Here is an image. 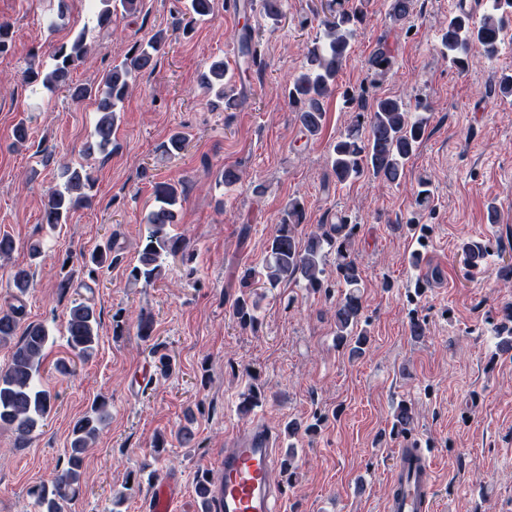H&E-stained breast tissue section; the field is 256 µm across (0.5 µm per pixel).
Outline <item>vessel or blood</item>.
<instances>
[{"label": "vessel or blood", "instance_id": "vessel-or-blood-1", "mask_svg": "<svg viewBox=\"0 0 512 512\" xmlns=\"http://www.w3.org/2000/svg\"><path fill=\"white\" fill-rule=\"evenodd\" d=\"M432 474V463L423 449H399L385 512H430ZM175 496L173 481L156 482L148 512H172ZM209 496L213 512H278L279 458L267 429L248 428L226 442L217 466L209 473Z\"/></svg>", "mask_w": 512, "mask_h": 512}]
</instances>
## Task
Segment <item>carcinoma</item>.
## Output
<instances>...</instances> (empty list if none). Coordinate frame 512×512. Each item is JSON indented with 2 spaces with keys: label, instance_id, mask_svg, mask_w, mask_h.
Returning <instances> with one entry per match:
<instances>
[{
  "label": "carcinoma",
  "instance_id": "carcinoma-1",
  "mask_svg": "<svg viewBox=\"0 0 512 512\" xmlns=\"http://www.w3.org/2000/svg\"><path fill=\"white\" fill-rule=\"evenodd\" d=\"M94 11L95 27L100 30L112 28L113 18L130 15L138 11L140 0H89ZM416 0H389L388 17L393 25H400L414 12ZM284 0H261V12L272 22L283 16ZM190 21L208 17L213 11V0H188L186 5ZM322 38L307 47L306 61L293 76L288 86V104L296 112L303 131L314 137L318 135L325 120V102L338 86L339 76L345 65L355 26L363 20L361 8L347 9L341 0H326L322 7ZM512 26V0H492L491 9L480 20L466 8L465 0H459L457 10L448 16V25L440 37L441 54L451 66L463 70L470 58L479 54L487 59L497 56L504 41L505 32ZM90 30L79 31L72 41L52 47L53 67L39 76L33 68L23 71L28 83L41 81L50 92L64 90L78 100L97 97V119L85 153L103 150L112 143V134L117 121V109L128 97L130 86L136 77L153 70L158 56L164 50L167 35L159 31L150 40L133 46L129 54L119 63L106 70L97 85L77 84L72 73L85 60L90 51ZM241 54L245 57L244 73H250L257 63V50L252 46L253 29L244 23L238 35ZM369 69L377 76L387 74L392 67L389 50L381 46L368 60ZM198 84L209 97L213 110L233 109L238 105L236 85L228 77L224 59L209 62L199 74ZM359 113L347 132L335 142L331 151V169L336 182L342 184L358 178L365 172L388 183L398 182L407 162L414 155L423 138L429 117L415 114L403 101L392 97H375L370 107L357 104ZM187 136L182 131L173 132L161 146L163 153L171 155L181 152L186 146ZM64 187L50 190L44 206L43 221L54 228L66 222L69 213L86 206L90 201L88 190L93 186L91 172L84 166H66L63 170ZM156 205L146 215L149 232L139 253L138 262L129 273L135 282L145 286L161 279L165 258L179 253L177 241L169 235L170 226L176 223L177 208L185 199V190L159 183L155 186ZM433 190L431 180L422 177L418 182L414 216L407 220L406 227L419 234V248L409 255V264L415 268L423 261L421 247L425 246L426 228L420 219L431 211ZM305 223V204L299 197L288 200L281 224L270 240L265 263V277L272 287L285 282L303 280L305 287L318 291L325 280L324 257L329 249L336 255V282L343 290L334 309L336 347L349 350L351 357L365 352L370 342L364 316L362 299V275L353 245L358 225L348 223L344 216L336 221L319 225L318 232L308 237L305 247L299 246L298 227ZM463 264L467 272H480L485 268L489 255L487 247L478 242L460 245ZM112 245L108 244L83 258V264L95 269L112 265ZM10 283L15 298L25 295L30 288L31 273L23 267L10 274ZM256 300L249 294H241L231 306V317L240 326L254 327L257 318ZM504 320L500 348L512 350V304L503 308ZM100 319L95 307L86 302H74L67 319L68 346L82 360L91 358L98 346ZM19 328L18 309L0 312V344H5L17 335ZM50 343L45 326L30 323L14 346L10 359L0 369V427L14 432L17 440L24 443L52 408V396L41 388L40 367ZM111 417L106 400H98L73 426L68 448L67 468L51 484L32 487L29 494L34 498L40 512H63V503L79 488L83 458L90 443ZM414 412L405 403L398 405L394 415V432L406 434L411 431Z\"/></svg>",
  "mask_w": 512,
  "mask_h": 512
}]
</instances>
